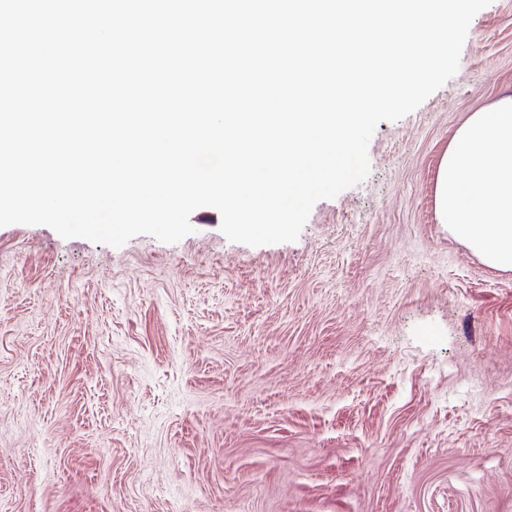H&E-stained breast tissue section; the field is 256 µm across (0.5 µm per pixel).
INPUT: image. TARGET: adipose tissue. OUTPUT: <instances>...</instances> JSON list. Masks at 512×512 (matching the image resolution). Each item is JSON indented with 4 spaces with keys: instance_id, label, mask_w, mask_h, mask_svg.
I'll return each instance as SVG.
<instances>
[{
    "instance_id": "obj_1",
    "label": "adipose tissue",
    "mask_w": 512,
    "mask_h": 512,
    "mask_svg": "<svg viewBox=\"0 0 512 512\" xmlns=\"http://www.w3.org/2000/svg\"><path fill=\"white\" fill-rule=\"evenodd\" d=\"M435 205L451 234L512 271V94L458 129L439 166Z\"/></svg>"
}]
</instances>
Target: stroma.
Segmentation results:
<instances>
[{
    "mask_svg": "<svg viewBox=\"0 0 512 512\" xmlns=\"http://www.w3.org/2000/svg\"><path fill=\"white\" fill-rule=\"evenodd\" d=\"M512 0L297 241L0 227V512H512V271L437 220Z\"/></svg>",
    "mask_w": 512,
    "mask_h": 512,
    "instance_id": "stroma-1",
    "label": "stroma"
}]
</instances>
